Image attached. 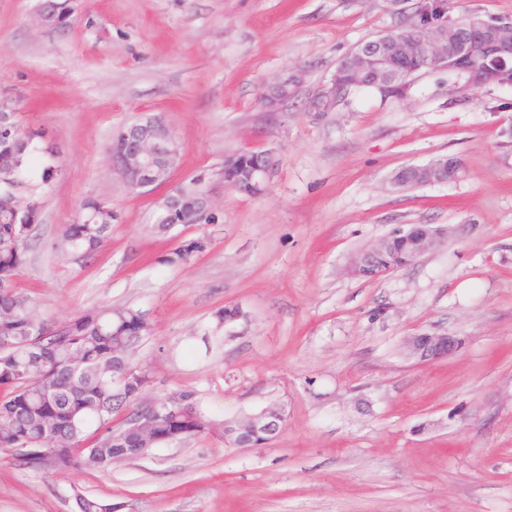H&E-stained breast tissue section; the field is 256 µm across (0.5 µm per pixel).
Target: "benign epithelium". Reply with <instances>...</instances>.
<instances>
[{
    "label": "benign epithelium",
    "instance_id": "7a95c632",
    "mask_svg": "<svg viewBox=\"0 0 512 512\" xmlns=\"http://www.w3.org/2000/svg\"><path fill=\"white\" fill-rule=\"evenodd\" d=\"M489 48L502 57L512 56V22L487 21L471 17L462 22L448 24H420L408 33L396 36L383 32L360 43L343 57L330 82L312 102L317 112H330L344 96L349 83L373 80L387 95H397L404 90L410 77L403 60H413L426 69L448 70L466 78V86L477 89L486 84L510 85L512 78L502 72L486 69L476 61L478 48ZM293 80L286 78L265 94L266 105L274 108L288 100ZM124 144L120 161L112 164L125 187L140 192L160 185L168 179L175 165L178 147L172 131L158 116L148 117L125 126L119 135ZM274 167L271 153L258 167L239 174L247 183L267 185ZM466 176L461 160L448 165L442 156L425 165H410L395 174L397 187L458 181ZM163 213L170 218L184 215L187 204L179 190L169 194L162 204ZM405 239L407 245L404 265L415 262L424 254L439 247L447 238V229L431 224H402L363 251L352 262L350 272L363 279H379L390 270L384 268L383 258L391 244ZM458 341L453 336L418 334L411 338L413 355L420 362H429L447 356L456 349ZM172 400H160L141 406L131 419L132 429L149 434L153 424L168 410ZM285 417L278 409H265L234 425L224 424V439L239 448H258L276 439L283 431Z\"/></svg>",
    "mask_w": 512,
    "mask_h": 512
}]
</instances>
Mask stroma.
Wrapping results in <instances>:
<instances>
[{
	"mask_svg": "<svg viewBox=\"0 0 512 512\" xmlns=\"http://www.w3.org/2000/svg\"><path fill=\"white\" fill-rule=\"evenodd\" d=\"M0 0V95L55 155L35 152L16 193L40 204L15 287L47 324L104 308L146 314L140 395L193 397L214 432L107 470L34 469L0 450V512H512V87L465 88L422 70L402 97L311 102L358 44L404 26L418 0ZM512 21V0H448L446 16ZM288 101L262 96L287 77ZM172 130L167 184L113 174L115 131ZM269 151L264 195L226 188L224 161ZM462 159L465 179L398 190L410 164ZM53 176L43 179L44 169ZM205 175L212 224L157 233L170 188ZM97 198L115 218L101 249L63 255L61 228ZM399 224H434L435 251L375 280L351 260ZM187 264L162 259L191 239ZM235 307V321L215 314ZM459 345L422 363L409 340ZM283 409L260 448L223 424Z\"/></svg>",
	"mask_w": 512,
	"mask_h": 512,
	"instance_id": "1",
	"label": "stroma"
}]
</instances>
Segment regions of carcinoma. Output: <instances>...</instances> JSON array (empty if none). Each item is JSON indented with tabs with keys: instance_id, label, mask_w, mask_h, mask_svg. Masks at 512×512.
<instances>
[{
	"instance_id": "obj_1",
	"label": "carcinoma",
	"mask_w": 512,
	"mask_h": 512,
	"mask_svg": "<svg viewBox=\"0 0 512 512\" xmlns=\"http://www.w3.org/2000/svg\"><path fill=\"white\" fill-rule=\"evenodd\" d=\"M16 135L0 138V148L19 152L18 171L26 169L33 156L35 132L15 124ZM40 210L15 213L0 202V271L15 277L25 260L24 242ZM112 224V207L88 199L81 214L62 228L59 248L65 254L92 256L104 241ZM204 249L201 239H193L167 254L162 263L178 266ZM10 310L13 318L0 320V336H11L16 346L0 350V387L8 393L0 398V449L25 445L33 452L22 457L33 467L65 471L82 465L106 470L112 453L133 460L146 444L123 425H112L113 414L135 398L112 375V352L126 353L125 364L146 386L148 375L133 364L141 327L138 310L105 309L68 320L63 336L40 322L28 301L12 288H0V310ZM81 355L79 371L69 368L70 351ZM94 428L95 447L84 448L89 428ZM214 429V424L197 409L192 395L182 394L169 405L160 420L154 444L169 441L178 433L190 437Z\"/></svg>"
}]
</instances>
